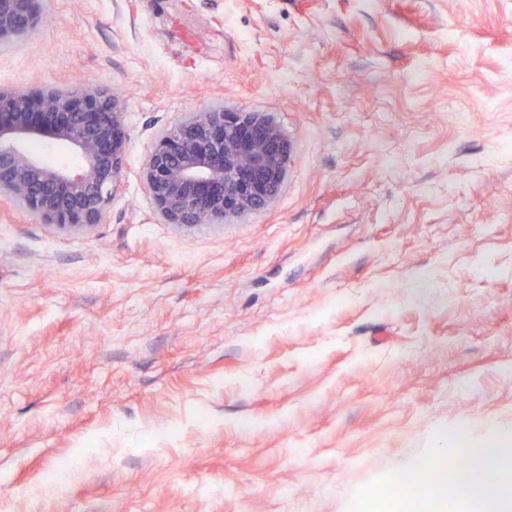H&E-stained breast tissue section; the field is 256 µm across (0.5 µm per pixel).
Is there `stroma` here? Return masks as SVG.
Here are the masks:
<instances>
[{"instance_id": "stroma-1", "label": "stroma", "mask_w": 512, "mask_h": 512, "mask_svg": "<svg viewBox=\"0 0 512 512\" xmlns=\"http://www.w3.org/2000/svg\"><path fill=\"white\" fill-rule=\"evenodd\" d=\"M39 11L0 88L108 89L127 152L91 235L0 198V512H359L457 422L512 435V0ZM215 104L281 125L288 180L178 230L139 171Z\"/></svg>"}]
</instances>
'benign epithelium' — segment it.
Instances as JSON below:
<instances>
[{
    "label": "benign epithelium",
    "mask_w": 512,
    "mask_h": 512,
    "mask_svg": "<svg viewBox=\"0 0 512 512\" xmlns=\"http://www.w3.org/2000/svg\"><path fill=\"white\" fill-rule=\"evenodd\" d=\"M37 12V0H0V45L22 39ZM33 137L71 150L81 166H46L21 149ZM126 147L118 103L101 88L0 89V196L55 234L87 235L103 223ZM289 153L269 117L215 105L163 132L141 177L164 223L221 226L275 204Z\"/></svg>",
    "instance_id": "7a95c632"
}]
</instances>
